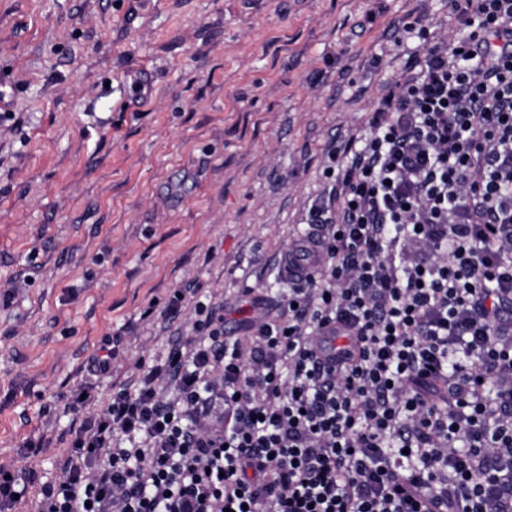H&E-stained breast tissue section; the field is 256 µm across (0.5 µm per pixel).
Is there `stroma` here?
Returning <instances> with one entry per match:
<instances>
[{
  "label": "stroma",
  "mask_w": 512,
  "mask_h": 512,
  "mask_svg": "<svg viewBox=\"0 0 512 512\" xmlns=\"http://www.w3.org/2000/svg\"><path fill=\"white\" fill-rule=\"evenodd\" d=\"M407 17L448 34V0H0V465L26 485L16 512H35L83 420L193 336L196 298L170 319L143 318L149 303L197 289L239 339L287 316L281 256L334 184L328 151L366 136L405 75ZM115 334L110 377L69 409Z\"/></svg>",
  "instance_id": "stroma-1"
}]
</instances>
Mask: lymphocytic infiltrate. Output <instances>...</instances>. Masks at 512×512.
<instances>
[{
	"label": "lymphocytic infiltrate",
	"instance_id": "1",
	"mask_svg": "<svg viewBox=\"0 0 512 512\" xmlns=\"http://www.w3.org/2000/svg\"><path fill=\"white\" fill-rule=\"evenodd\" d=\"M329 152L288 316L197 337L76 431L40 512H512V0H448ZM168 380L171 398L158 390Z\"/></svg>",
	"mask_w": 512,
	"mask_h": 512
}]
</instances>
